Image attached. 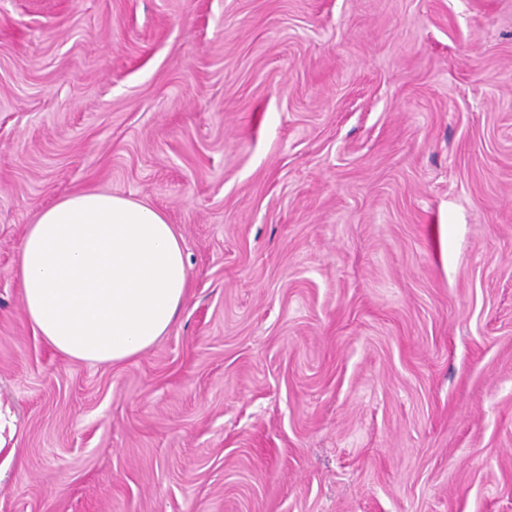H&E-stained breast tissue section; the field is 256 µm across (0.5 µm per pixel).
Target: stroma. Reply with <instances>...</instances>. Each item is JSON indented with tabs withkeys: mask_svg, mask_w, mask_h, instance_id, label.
I'll return each mask as SVG.
<instances>
[{
	"mask_svg": "<svg viewBox=\"0 0 512 512\" xmlns=\"http://www.w3.org/2000/svg\"><path fill=\"white\" fill-rule=\"evenodd\" d=\"M76 189L182 237L117 364L13 274ZM0 512H512V0H0Z\"/></svg>",
	"mask_w": 512,
	"mask_h": 512,
	"instance_id": "1",
	"label": "stroma"
}]
</instances>
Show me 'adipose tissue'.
<instances>
[{
	"mask_svg": "<svg viewBox=\"0 0 512 512\" xmlns=\"http://www.w3.org/2000/svg\"><path fill=\"white\" fill-rule=\"evenodd\" d=\"M14 275L27 321L51 347L107 364L164 336L189 288L182 239L162 211L87 189L28 226Z\"/></svg>",
	"mask_w": 512,
	"mask_h": 512,
	"instance_id": "adipose-tissue-1",
	"label": "adipose tissue"
}]
</instances>
